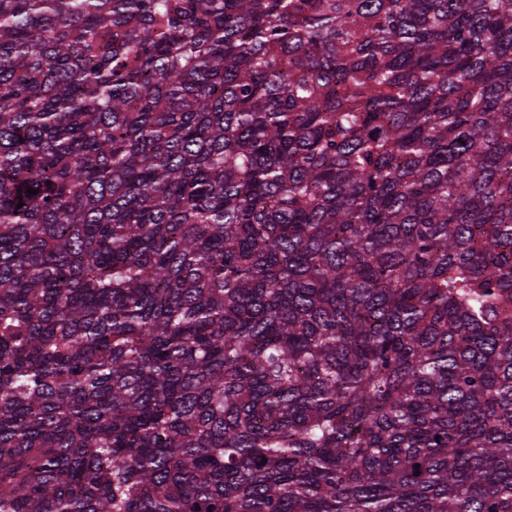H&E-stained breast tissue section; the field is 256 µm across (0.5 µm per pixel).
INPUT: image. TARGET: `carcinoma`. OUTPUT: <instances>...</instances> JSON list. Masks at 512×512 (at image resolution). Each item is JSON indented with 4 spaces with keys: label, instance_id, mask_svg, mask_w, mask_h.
Here are the masks:
<instances>
[{
    "label": "carcinoma",
    "instance_id": "1",
    "mask_svg": "<svg viewBox=\"0 0 512 512\" xmlns=\"http://www.w3.org/2000/svg\"><path fill=\"white\" fill-rule=\"evenodd\" d=\"M0 512H512V0H0Z\"/></svg>",
    "mask_w": 512,
    "mask_h": 512
}]
</instances>
